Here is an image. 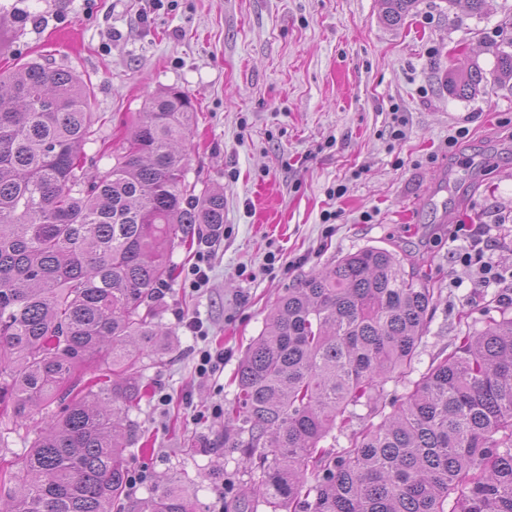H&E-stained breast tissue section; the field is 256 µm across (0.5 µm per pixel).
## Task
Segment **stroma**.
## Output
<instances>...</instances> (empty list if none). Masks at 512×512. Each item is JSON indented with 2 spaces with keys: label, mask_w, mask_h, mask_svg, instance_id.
I'll return each mask as SVG.
<instances>
[{
  "label": "stroma",
  "mask_w": 512,
  "mask_h": 512,
  "mask_svg": "<svg viewBox=\"0 0 512 512\" xmlns=\"http://www.w3.org/2000/svg\"><path fill=\"white\" fill-rule=\"evenodd\" d=\"M384 10L383 0H0V22L20 31L0 43V65L36 59L89 81L107 122L85 147L88 170L111 168L148 95L174 87L198 108L187 179L224 192L208 283L190 284L197 252H171L178 276L160 316L170 347L146 358L151 396L132 414L142 437L130 466L151 480L132 497L174 475L201 512H235L240 455L212 450L234 372L278 296L348 253L409 255L440 290L419 355L407 379L387 383L389 397L497 316L498 289L474 287L456 242L468 225H496L490 256L512 273V82L462 100L446 79L461 55L493 69L496 46L512 39V0H487L478 16L465 0L453 10L419 0L397 25ZM396 113L406 120L399 138ZM192 320L205 337L189 331ZM204 346L223 351L224 370L200 380Z\"/></svg>",
  "instance_id": "obj_1"
}]
</instances>
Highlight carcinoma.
I'll return each mask as SVG.
<instances>
[{"label":"carcinoma","instance_id":"carcinoma-1","mask_svg":"<svg viewBox=\"0 0 512 512\" xmlns=\"http://www.w3.org/2000/svg\"><path fill=\"white\" fill-rule=\"evenodd\" d=\"M417 4L385 0V20L399 24ZM507 47L489 77L476 64L449 71L448 94L511 81ZM102 120L73 70L33 61L0 71V444L34 435L18 470L0 475V512H126L130 413L147 399V348L165 335L157 301L175 275L168 252L224 224V192L186 182L189 94L151 95L96 180L84 148ZM436 294L396 253L369 247L278 299L239 361L226 411L224 447L242 457L244 495L273 512H512L508 305L433 360L401 403L386 402ZM362 404L380 421L364 420L346 449L321 446ZM33 409L47 411L36 432ZM136 509L195 512L175 479Z\"/></svg>","mask_w":512,"mask_h":512}]
</instances>
